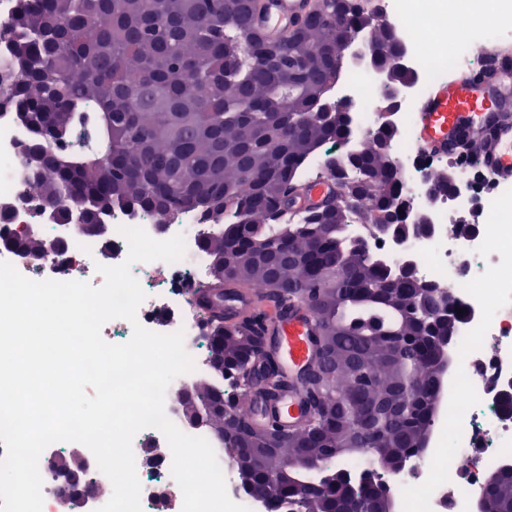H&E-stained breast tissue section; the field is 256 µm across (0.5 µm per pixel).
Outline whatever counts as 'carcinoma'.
<instances>
[{
  "label": "carcinoma",
  "instance_id": "1",
  "mask_svg": "<svg viewBox=\"0 0 512 512\" xmlns=\"http://www.w3.org/2000/svg\"><path fill=\"white\" fill-rule=\"evenodd\" d=\"M256 0H20L23 25L3 30L27 59V80L15 91L17 107L33 114L28 146L40 196L63 207L94 209L101 200L167 213L203 210L217 230L203 246L214 287L249 288L288 309L313 311L327 369L306 395L318 420L291 433L268 452L271 463L302 456L312 463L274 485L250 466L224 421L207 429L220 438L240 472L284 498L288 512H359L375 490L353 470L333 461H355L374 449L395 460L415 454L429 433L428 401L437 397L444 348L434 344L436 321L456 312L440 288L427 294L417 282L369 255L349 231L372 224L383 231L387 202L398 190L388 157L375 144L359 151L356 177L328 160L342 187L330 215L308 212L299 222L280 203L297 183L303 164L321 144L347 138L325 111L324 96L348 35L363 31L386 50L388 20L367 0L349 12L333 0L280 40L250 27ZM66 134L84 145L61 151ZM250 226L253 245L232 277L224 276L226 235ZM224 332V356L234 378L248 379L243 361L252 337L263 331L250 319L238 325L209 323ZM189 387L185 412L206 417L208 404L231 392L237 424L247 389L236 382ZM416 390L421 401H408ZM484 498L491 512H512V463L490 472Z\"/></svg>",
  "mask_w": 512,
  "mask_h": 512
}]
</instances>
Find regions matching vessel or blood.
Here are the masks:
<instances>
[{
    "instance_id": "vessel-or-blood-1",
    "label": "vessel or blood",
    "mask_w": 512,
    "mask_h": 512,
    "mask_svg": "<svg viewBox=\"0 0 512 512\" xmlns=\"http://www.w3.org/2000/svg\"><path fill=\"white\" fill-rule=\"evenodd\" d=\"M311 9V0H261L251 24L274 39L297 28ZM489 71L480 80L457 78L438 85L417 107L415 139L422 152L442 157L456 151L460 138L479 150L485 174H512V115L496 110L497 102L512 97V64L501 53L488 54ZM290 209L315 210L332 203L336 181L321 177L293 188ZM261 314L268 335L274 338L275 358L287 377L282 388L269 393L253 387L249 419L254 428L277 422L293 430L308 418L310 410L304 390L297 381L300 370L314 354L315 323L305 306L282 311L254 292L238 290L224 302V320L238 323L244 316Z\"/></svg>"
}]
</instances>
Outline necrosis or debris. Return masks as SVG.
Returning <instances> with one entry per match:
<instances>
[{
	"mask_svg": "<svg viewBox=\"0 0 512 512\" xmlns=\"http://www.w3.org/2000/svg\"><path fill=\"white\" fill-rule=\"evenodd\" d=\"M467 0H378L377 7L392 24L401 48V63L410 73L396 104L370 107L367 98L378 83L363 54L368 38L354 35L346 48L336 89L326 100L350 99L351 134L330 141L303 168L312 179L331 175L330 156L357 151L369 130L379 122L392 127L389 155L398 169L399 185L411 200L412 213H427L429 237L412 238L401 247L382 241L379 250L389 263H410L415 277L444 289L461 315L452 339L448 399L434 419L432 448L411 456L395 476L390 490L398 512H471L483 496L487 473L512 458V409L501 393L512 384V178L493 177L478 185V162L451 157L426 161L419 157L414 138L417 103L449 74L478 68L488 46L512 42V31L492 21L449 26V14L463 15ZM30 135L13 107H0V203L10 202L14 214L1 225L20 234L35 224L41 235L62 241L61 250L33 262L20 253L0 248V260L13 264L29 279L87 281L99 285L98 264L125 261L128 243L123 226L143 228L153 239L183 235L186 253L176 263H136L132 276L145 293L137 319L157 333L183 331L184 345L195 362L194 372L181 375L191 385L207 372L209 346L202 332L201 312L189 302L187 290L207 284L211 262L201 241L210 227L203 212L184 211L160 216L126 207L104 217V235L78 230L46 215L48 206L33 189L34 166L20 153ZM450 170L455 189L437 186V173ZM72 443L57 442L40 456L43 512H66L68 489L56 460ZM141 484L143 512H181L183 496L171 475L172 454L164 434L153 427L141 430L132 442Z\"/></svg>",
	"mask_w": 512,
	"mask_h": 512,
	"instance_id": "necrosis-or-debris-1",
	"label": "necrosis or debris"
}]
</instances>
